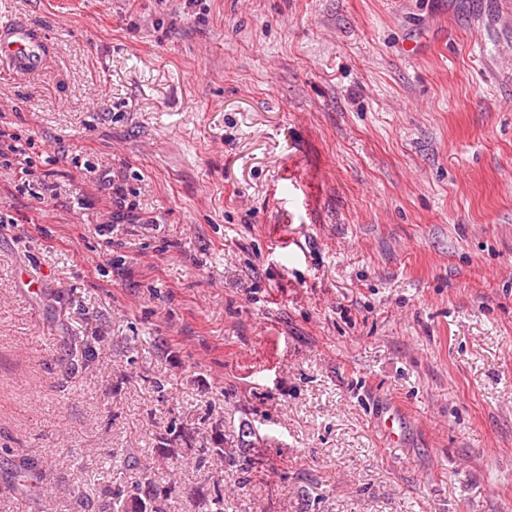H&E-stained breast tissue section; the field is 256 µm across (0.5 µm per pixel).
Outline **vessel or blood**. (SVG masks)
Wrapping results in <instances>:
<instances>
[{"mask_svg":"<svg viewBox=\"0 0 512 512\" xmlns=\"http://www.w3.org/2000/svg\"><path fill=\"white\" fill-rule=\"evenodd\" d=\"M47 59V40L36 26L0 22V65L20 73L39 71Z\"/></svg>","mask_w":512,"mask_h":512,"instance_id":"vessel-or-blood-1","label":"vessel or blood"}]
</instances>
